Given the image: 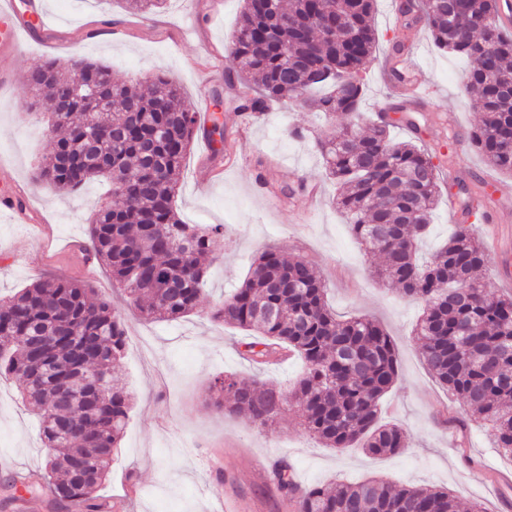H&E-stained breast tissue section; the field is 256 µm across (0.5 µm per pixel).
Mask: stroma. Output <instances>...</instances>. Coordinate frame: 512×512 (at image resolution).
I'll list each match as a JSON object with an SVG mask.
<instances>
[{
  "label": "stroma",
  "mask_w": 512,
  "mask_h": 512,
  "mask_svg": "<svg viewBox=\"0 0 512 512\" xmlns=\"http://www.w3.org/2000/svg\"><path fill=\"white\" fill-rule=\"evenodd\" d=\"M52 17L49 42L31 43L15 67L30 70L56 58H85L109 65L121 81H148L161 73L175 80L191 107L224 94L231 65L229 45L237 28L242 0H168L166 8L143 20L119 0H42ZM395 0H376L374 26L378 42L363 72L366 119L387 105L385 58L396 31ZM111 29L94 37V26ZM414 54L431 82L426 107L413 111L425 145L439 160L449 161L458 179L480 181L488 166L470 143L479 114L463 88L464 63L439 51L428 30H421ZM22 86L0 85V185L26 188L49 223L52 240L41 243L27 224L11 223L0 213V298L32 282L65 276L86 282L108 298L118 297L106 268L81 271L70 247L85 239L91 206L107 187L95 182L74 193L58 192L37 181L36 172L53 147L49 103L41 101L26 120L16 106L28 104ZM224 125L236 140L241 159L228 166L225 155L207 149L198 134L187 153L177 185L175 209L189 224L224 227V250L209 260L205 290L195 312L175 321L147 322L125 310L128 344L117 376L132 396L123 437L100 495L111 500L110 512H209L206 485L221 467L223 489L244 512H293L274 479L280 460L291 462L305 486L361 482L380 477L398 487L425 486L448 491L469 512H508L512 480L482 479L468 468L459 450L468 448L485 470L512 477V458L494 448L488 429L470 422L459 430L458 399L427 370L413 329L420 302L402 296L395 286L376 280L381 259L364 253L335 204L336 186L326 177L316 147L323 120L291 102L274 104L249 124H242L233 101L224 105ZM306 131L304 139L291 135ZM317 186L320 204L306 209V189ZM272 245L287 255L305 257L324 280L337 315H366L392 337L399 364L396 384L381 400V418L407 433L408 446L397 455L370 456L361 447L326 448L305 434L296 411L284 412L261 429L249 419L218 412L209 389L212 377L234 373L259 377L285 391L303 370L298 358L256 367L245 355L247 333L216 322L212 309L245 279L254 255ZM12 468L44 470L46 452L35 408L25 403L16 379L0 381V457Z\"/></svg>",
  "instance_id": "stroma-1"
}]
</instances>
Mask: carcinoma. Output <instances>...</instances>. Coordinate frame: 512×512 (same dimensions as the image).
<instances>
[{
	"label": "carcinoma",
	"mask_w": 512,
	"mask_h": 512,
	"mask_svg": "<svg viewBox=\"0 0 512 512\" xmlns=\"http://www.w3.org/2000/svg\"><path fill=\"white\" fill-rule=\"evenodd\" d=\"M124 2L146 13L166 0ZM374 2L243 0L227 81L238 90L239 111L261 114L273 102L295 99L330 121L347 120L317 138L338 186L337 208L357 244L383 257L373 274L424 303L415 336L429 372L512 457V295L485 288L489 258L464 224L426 262L418 259L417 242L438 202L440 166L430 149L392 138L390 123L362 120L359 75L376 51ZM398 13L424 24L439 49L465 62V89L482 112L472 142L492 169L512 172V34L499 25V0H403ZM27 75L78 91L69 111L60 112V99L41 82L30 87L32 97H48L54 126L62 129L39 181L64 191L112 179V201L96 206L88 238L74 248L110 271L144 320L192 313L204 291V262L224 249V225L186 224L173 206L198 132L181 87L155 74L142 89L81 58L49 59ZM206 136L215 154L224 152L219 116H211ZM211 316L252 335L245 348L254 363L286 350L304 364L288 393L256 378L214 377L217 410L265 429L292 405L306 433L327 448L361 441L375 456L407 448L402 427L378 424L379 402L398 378L391 337L366 316L338 318L305 258L264 248ZM125 345L121 312L85 283L48 277L0 299V377L22 379L24 399L41 413V477L55 502H74L80 512H107L98 489L131 409L130 393L114 379ZM275 476L297 512H458L448 492L434 488L378 479L302 486L286 461Z\"/></svg>",
	"instance_id": "obj_1"
}]
</instances>
